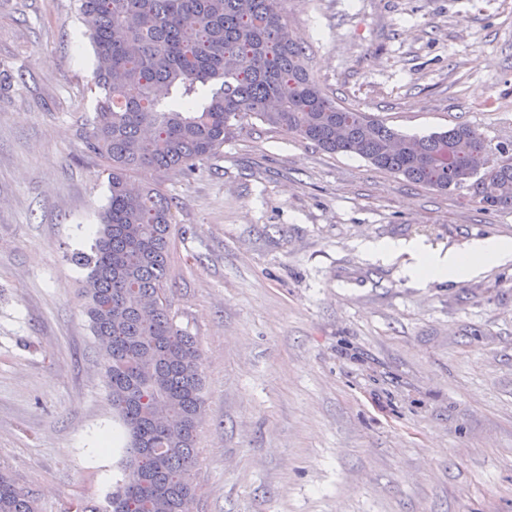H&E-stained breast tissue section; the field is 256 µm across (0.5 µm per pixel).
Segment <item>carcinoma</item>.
Listing matches in <instances>:
<instances>
[{"label":"carcinoma","mask_w":512,"mask_h":512,"mask_svg":"<svg viewBox=\"0 0 512 512\" xmlns=\"http://www.w3.org/2000/svg\"><path fill=\"white\" fill-rule=\"evenodd\" d=\"M76 2L100 90L84 139L107 164L109 196L91 252L71 260L88 269L87 314L128 435L105 512H191L202 357L167 293L172 201L157 187L132 189L130 174L193 172L256 119L411 183L467 187L485 209L512 210V144L493 147L463 122L405 135L337 103L309 73L282 0ZM0 512H38L2 469Z\"/></svg>","instance_id":"carcinoma-1"}]
</instances>
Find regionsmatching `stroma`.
<instances>
[{
  "instance_id": "obj_1",
  "label": "stroma",
  "mask_w": 512,
  "mask_h": 512,
  "mask_svg": "<svg viewBox=\"0 0 512 512\" xmlns=\"http://www.w3.org/2000/svg\"><path fill=\"white\" fill-rule=\"evenodd\" d=\"M312 76L409 135L512 143V0H284ZM75 0H0V467L41 512H102L122 434L86 314L105 162ZM177 203L168 295L202 353L193 512H512V261L417 281L380 240L465 251L512 212L244 126Z\"/></svg>"
}]
</instances>
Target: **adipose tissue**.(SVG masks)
Wrapping results in <instances>:
<instances>
[{
    "mask_svg": "<svg viewBox=\"0 0 512 512\" xmlns=\"http://www.w3.org/2000/svg\"><path fill=\"white\" fill-rule=\"evenodd\" d=\"M372 248L382 258L392 255L399 249H406L415 259L414 274L425 279L459 280L512 259V239L509 238L479 240L462 253L433 252L417 242L402 247L394 242L381 241L373 243Z\"/></svg>",
    "mask_w": 512,
    "mask_h": 512,
    "instance_id": "1",
    "label": "adipose tissue"
}]
</instances>
